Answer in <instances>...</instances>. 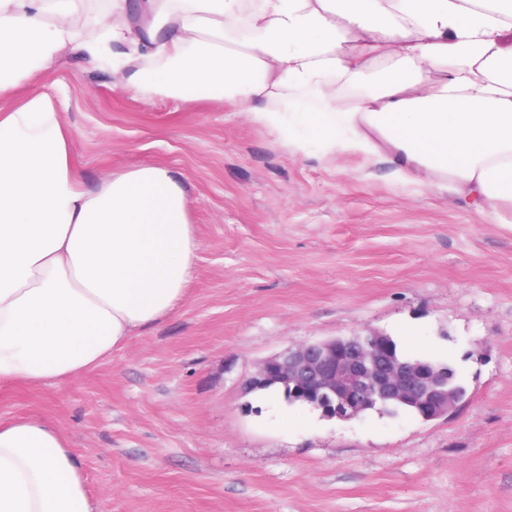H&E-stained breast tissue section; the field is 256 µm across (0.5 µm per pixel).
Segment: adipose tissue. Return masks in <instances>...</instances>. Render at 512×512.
<instances>
[{"label":"adipose tissue","mask_w":512,"mask_h":512,"mask_svg":"<svg viewBox=\"0 0 512 512\" xmlns=\"http://www.w3.org/2000/svg\"><path fill=\"white\" fill-rule=\"evenodd\" d=\"M71 51L147 97L229 101L293 153L512 204V0H0V386L97 366L185 301L196 256L169 169L86 190L25 93ZM0 512H98L54 421L0 422Z\"/></svg>","instance_id":"adipose-tissue-1"}]
</instances>
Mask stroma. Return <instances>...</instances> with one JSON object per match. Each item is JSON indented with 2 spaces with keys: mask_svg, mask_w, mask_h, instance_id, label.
Wrapping results in <instances>:
<instances>
[{
  "mask_svg": "<svg viewBox=\"0 0 512 512\" xmlns=\"http://www.w3.org/2000/svg\"><path fill=\"white\" fill-rule=\"evenodd\" d=\"M86 189L158 164L198 243L185 303L94 369L0 387L68 435L102 512H512V205L288 151L228 102L146 98L67 55L31 80ZM390 336L454 369L456 412L351 420L246 392L293 343Z\"/></svg>",
  "mask_w": 512,
  "mask_h": 512,
  "instance_id": "stroma-1",
  "label": "stroma"
}]
</instances>
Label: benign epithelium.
I'll list each match as a JSON object with an SVG mask.
<instances>
[{
	"label": "benign epithelium",
	"mask_w": 512,
	"mask_h": 512,
	"mask_svg": "<svg viewBox=\"0 0 512 512\" xmlns=\"http://www.w3.org/2000/svg\"><path fill=\"white\" fill-rule=\"evenodd\" d=\"M269 382L302 388L326 416L342 419L383 402H413L432 419L459 407L448 391V374L393 361L377 332L342 347L334 339L289 346L264 360L246 386Z\"/></svg>",
	"instance_id": "1"
}]
</instances>
